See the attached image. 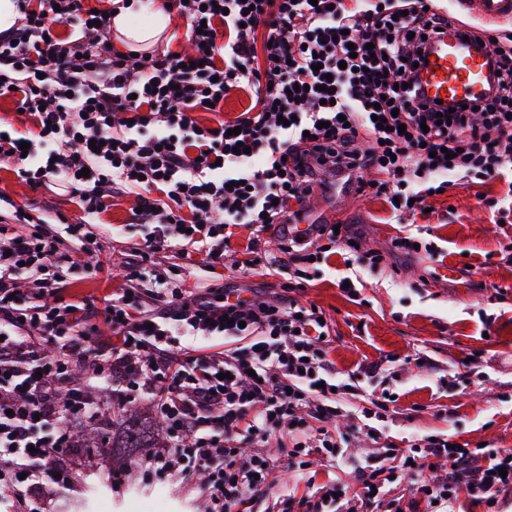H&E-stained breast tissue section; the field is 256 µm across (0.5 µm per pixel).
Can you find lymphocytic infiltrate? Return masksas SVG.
Listing matches in <instances>:
<instances>
[{
    "label": "lymphocytic infiltrate",
    "mask_w": 512,
    "mask_h": 512,
    "mask_svg": "<svg viewBox=\"0 0 512 512\" xmlns=\"http://www.w3.org/2000/svg\"><path fill=\"white\" fill-rule=\"evenodd\" d=\"M187 19L190 52L111 48V21L86 0H38L0 32V97L34 129L0 138V161L32 191L66 183L83 216L56 214L81 251L102 249L94 228L114 198L134 195L131 223L150 225L123 268L128 286L104 304L72 301L78 265L27 208L0 225V481L23 512H51L44 476L72 488L70 423L93 419L121 386L137 391L165 424L159 446L136 465L171 476L203 474L202 512H249L278 478L319 465L352 466L358 493L332 479L279 512H369L383 478L405 483L409 508L452 512L461 495L493 506L512 492L511 448H450L447 437L403 449L390 444L350 465L342 447L370 438L364 423L340 430L348 388L328 358L331 341L312 307L261 301L234 288L194 292L160 277L143 288L148 263L172 245L201 246L223 265L236 226L254 235L289 228L325 174L389 202L395 216L424 210L450 177L473 182L512 173V37L469 28L495 72L478 108L438 123L414 63L427 39L451 27L435 0H170ZM330 91H323V84ZM241 91L235 119L200 125ZM97 147H90V140ZM28 152H21V142ZM245 146L236 154V146ZM348 225L290 232L281 254L249 245L245 272H278L300 288L308 260L350 246ZM88 317L109 335L91 337ZM189 336H221L235 350L204 353ZM54 352H46V345ZM85 373L71 382L72 367ZM318 420L310 430V420ZM288 436L282 456L267 451ZM448 469L437 475V467Z\"/></svg>",
    "instance_id": "lymphocytic-infiltrate-1"
}]
</instances>
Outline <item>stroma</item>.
<instances>
[{
    "mask_svg": "<svg viewBox=\"0 0 512 512\" xmlns=\"http://www.w3.org/2000/svg\"><path fill=\"white\" fill-rule=\"evenodd\" d=\"M328 203L337 223L351 227L364 248L381 253L377 267L345 265L334 254L309 269L294 298L323 312L333 341L336 370L356 375L381 363L375 378L361 380L344 401L357 412L372 411L371 391L393 399V413L377 440H352L356 459L377 456L383 446L400 447L431 435L492 448H512V178L456 185L428 199L429 210L397 222L389 205L370 194L346 196L336 189ZM132 197L116 198L103 214L101 271L78 275V296L103 299L122 288L119 266L142 237L145 224H132ZM430 234L435 254L404 255L394 250L400 232ZM251 231L236 228L219 273L190 264L178 249L159 253L154 273L181 274L185 287L254 289L257 296L281 295L283 278L233 267L245 259ZM361 281L358 300L339 288L343 277ZM424 367H417V358ZM139 495L108 485L92 512H195L197 501L183 483L156 473H139Z\"/></svg>",
    "mask_w": 512,
    "mask_h": 512,
    "instance_id": "35a3bbf8",
    "label": "stroma"
}]
</instances>
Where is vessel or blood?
Masks as SVG:
<instances>
[{
  "instance_id": "1",
  "label": "vessel or blood",
  "mask_w": 512,
  "mask_h": 512,
  "mask_svg": "<svg viewBox=\"0 0 512 512\" xmlns=\"http://www.w3.org/2000/svg\"><path fill=\"white\" fill-rule=\"evenodd\" d=\"M467 7L485 21L512 17V0H467ZM420 81L430 100L474 101L488 92L487 55L476 51L474 41L464 40L461 28H450L433 41Z\"/></svg>"
}]
</instances>
